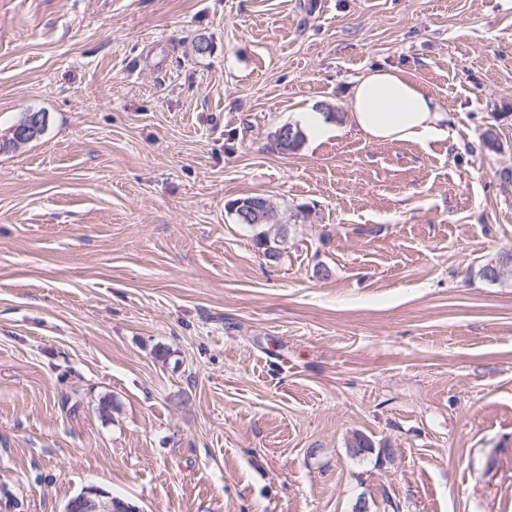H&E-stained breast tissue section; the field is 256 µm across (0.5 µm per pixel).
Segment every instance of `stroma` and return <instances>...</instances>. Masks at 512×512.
I'll use <instances>...</instances> for the list:
<instances>
[{
    "label": "stroma",
    "instance_id": "stroma-1",
    "mask_svg": "<svg viewBox=\"0 0 512 512\" xmlns=\"http://www.w3.org/2000/svg\"><path fill=\"white\" fill-rule=\"evenodd\" d=\"M374 68L447 137L363 140ZM309 108L337 132L279 152ZM26 112L44 133L0 153V512L91 487L512 512V277L478 274L512 248V0H0V135ZM252 194L300 216L278 260L229 208ZM357 433L390 453L350 456Z\"/></svg>",
    "mask_w": 512,
    "mask_h": 512
}]
</instances>
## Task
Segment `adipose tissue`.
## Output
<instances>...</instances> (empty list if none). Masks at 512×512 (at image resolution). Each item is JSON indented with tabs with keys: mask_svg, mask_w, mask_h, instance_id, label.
<instances>
[{
	"mask_svg": "<svg viewBox=\"0 0 512 512\" xmlns=\"http://www.w3.org/2000/svg\"><path fill=\"white\" fill-rule=\"evenodd\" d=\"M353 126L364 139L397 142L448 134V115L434 98L395 69L361 75L350 98Z\"/></svg>",
	"mask_w": 512,
	"mask_h": 512,
	"instance_id": "1",
	"label": "adipose tissue"
}]
</instances>
